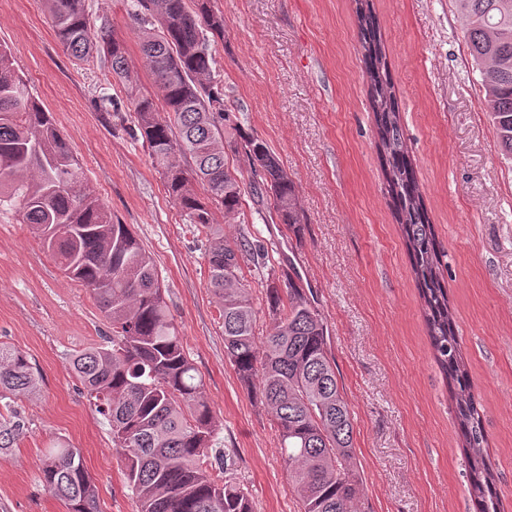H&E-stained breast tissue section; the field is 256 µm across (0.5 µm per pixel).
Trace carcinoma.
I'll return each instance as SVG.
<instances>
[{"label":"carcinoma","instance_id":"1","mask_svg":"<svg viewBox=\"0 0 512 512\" xmlns=\"http://www.w3.org/2000/svg\"><path fill=\"white\" fill-rule=\"evenodd\" d=\"M359 47L370 87L387 194L409 253L437 363L456 398L455 414L468 456L471 496L479 512H497L495 477L482 455L485 431L460 354L443 283L447 253L435 238L401 125L394 83L369 0H355ZM464 37L482 76L484 107L502 150L512 156V0H455ZM56 36L79 63L105 62L131 82L124 43L108 22L91 26L85 0H45ZM143 67L155 95L127 89L136 131L161 174L166 196L193 234L203 237L208 288L221 300L224 353L247 386L260 377V402L273 417L289 485L301 512H358L361 492L353 459V418L331 359L318 309L291 274L288 303L267 289L270 328L258 337L242 265L267 264L269 253L249 231L224 237L212 209L229 219L250 194L269 218L300 223L295 187L257 134L229 123L215 77L210 37L224 32V14L210 0H132ZM164 110L168 118L158 117ZM243 152V173L226 151ZM203 193H198V189ZM16 208L73 280L91 290L112 322L106 344L72 358L88 401L107 421L126 484L139 512H252L249 494L228 472L217 448L203 381L168 312L154 262L130 225L112 218L86 187V174L11 54L0 46V206ZM39 372L28 356L0 342V451L27 431L12 403L33 393ZM219 470L222 479L213 475ZM40 477L68 512H99L98 489L80 452L49 448Z\"/></svg>","mask_w":512,"mask_h":512}]
</instances>
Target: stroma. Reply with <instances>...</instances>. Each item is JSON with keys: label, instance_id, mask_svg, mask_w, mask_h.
Returning a JSON list of instances; mask_svg holds the SVG:
<instances>
[{"label": "stroma", "instance_id": "1", "mask_svg": "<svg viewBox=\"0 0 512 512\" xmlns=\"http://www.w3.org/2000/svg\"><path fill=\"white\" fill-rule=\"evenodd\" d=\"M224 34L211 43L231 117L266 141L292 180L300 223H265L251 199L241 225L277 271H296L328 327L336 375L354 418L355 467L370 512H474L455 401L427 335L422 302L385 190L355 0H212ZM142 67L125 0H86ZM424 204L447 251L444 274L487 440L502 512H512V159L482 99L454 0H372ZM0 43L81 158L88 188L131 225L153 257L185 350L203 379L220 448L253 512H299L277 427L224 354L220 303L204 248L166 196L133 116L103 64L80 65L55 37L42 0H0ZM112 326L88 288L68 278L28 225L0 208V342L25 352L39 390L18 407L26 435L0 453V512H67L42 486L46 448L79 450L100 512H138L110 428L69 359L103 345Z\"/></svg>", "mask_w": 512, "mask_h": 512}]
</instances>
